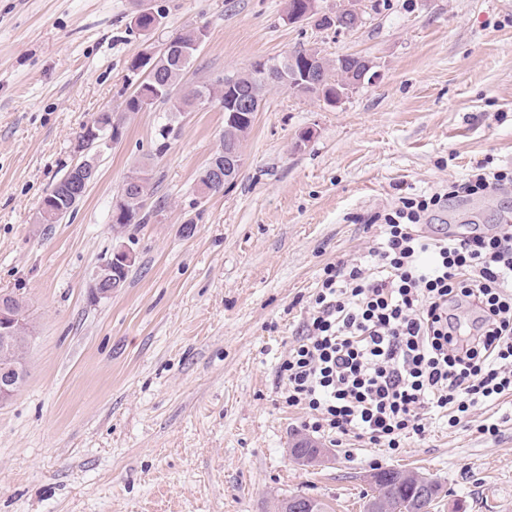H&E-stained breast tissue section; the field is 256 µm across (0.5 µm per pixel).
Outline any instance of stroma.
Wrapping results in <instances>:
<instances>
[{"label":"stroma","instance_id":"35a3bbf8","mask_svg":"<svg viewBox=\"0 0 512 512\" xmlns=\"http://www.w3.org/2000/svg\"><path fill=\"white\" fill-rule=\"evenodd\" d=\"M358 4L361 27L339 35L288 22L287 0H0V293L23 298L32 327L26 382L0 406V512H276L292 495L363 512L380 469L437 480L430 512H512V420L493 438L472 422L396 451L337 446L282 399L277 368L322 269L367 255L380 235L369 216L478 160L512 167V0ZM142 7L163 14L149 35L131 25ZM193 27L206 38L190 86L300 48L368 57L377 75L335 108L266 89L239 174L203 198L220 104L125 109L131 59ZM105 110L123 134L96 180L59 223H35ZM142 166L144 219L113 232L112 202ZM509 210L512 191L452 199L420 231ZM120 243L136 261L93 300V273ZM299 438L327 460L296 463Z\"/></svg>","mask_w":512,"mask_h":512}]
</instances>
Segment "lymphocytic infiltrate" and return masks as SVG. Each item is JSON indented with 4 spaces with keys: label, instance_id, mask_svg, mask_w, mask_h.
Segmentation results:
<instances>
[{
    "label": "lymphocytic infiltrate",
    "instance_id": "obj_1",
    "mask_svg": "<svg viewBox=\"0 0 512 512\" xmlns=\"http://www.w3.org/2000/svg\"><path fill=\"white\" fill-rule=\"evenodd\" d=\"M512 167L478 161L447 193L399 198L361 262L324 267L304 330L279 366L285 401L312 432L398 450L512 393V214L432 238L443 197L491 195Z\"/></svg>",
    "mask_w": 512,
    "mask_h": 512
}]
</instances>
